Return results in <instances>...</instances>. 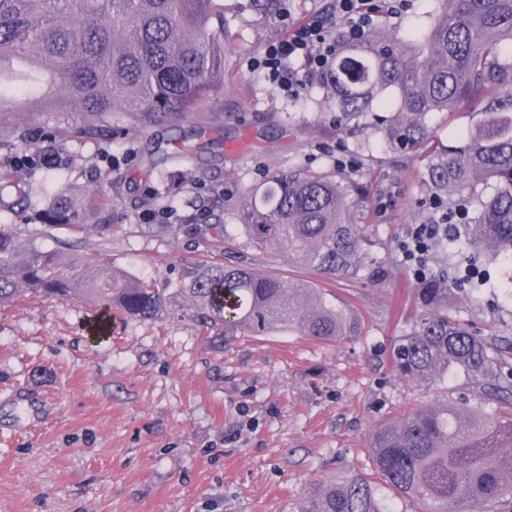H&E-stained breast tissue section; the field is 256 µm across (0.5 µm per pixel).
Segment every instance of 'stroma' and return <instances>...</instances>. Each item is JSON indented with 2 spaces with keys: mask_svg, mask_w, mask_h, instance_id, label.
I'll use <instances>...</instances> for the list:
<instances>
[{
  "mask_svg": "<svg viewBox=\"0 0 512 512\" xmlns=\"http://www.w3.org/2000/svg\"><path fill=\"white\" fill-rule=\"evenodd\" d=\"M224 83L201 111L180 123L128 130L113 138L51 143V113L26 117L35 140L0 152V173L34 183L28 212L47 206V191L70 182L110 198L91 216L119 232L75 239L59 227L37 235L13 210L0 224L39 237L61 264L100 254L116 271L155 280L172 294L152 320L115 315L92 336L101 313L90 301L31 292L0 304V512H296L310 482L342 466L371 469L373 430L413 405L448 399L477 404L467 374L432 387L393 370L391 347L421 315L418 286L399 247L430 222L423 185L426 160L386 150L367 128L349 133L306 95L291 98L247 61L288 23H251L240 0H224ZM224 145L201 147L199 126ZM370 143L377 177L359 165L350 177L371 185L368 210L374 264L368 277L331 281L256 246L237 227L243 189L275 171L299 167L335 173L336 159ZM54 145L62 165L29 169L19 154ZM170 207L194 224L226 227L224 260L307 283L342 300L363 319L360 338L329 345L291 333L202 336L180 296L185 269L205 260L208 242L193 231L144 224L142 211ZM431 274L454 283L449 319L465 323L495 351L512 350V262L457 238L432 245Z\"/></svg>",
  "mask_w": 512,
  "mask_h": 512,
  "instance_id": "obj_1",
  "label": "stroma"
}]
</instances>
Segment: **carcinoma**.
Here are the masks:
<instances>
[{"label": "carcinoma", "mask_w": 512, "mask_h": 512, "mask_svg": "<svg viewBox=\"0 0 512 512\" xmlns=\"http://www.w3.org/2000/svg\"><path fill=\"white\" fill-rule=\"evenodd\" d=\"M263 22L283 16L284 0H246ZM224 79V0H0V151L27 143L16 117L39 103L57 113L61 140L112 135L129 126L175 123L207 105ZM322 103L341 129L362 120L400 154L426 153L424 181L439 206L476 198L468 240L512 255V0H436L432 13L394 31L376 19L358 40H340L319 77ZM479 116L462 144L430 146L432 112ZM81 113L80 124L67 113ZM491 182L494 193L478 186ZM368 186L288 168L241 195L240 230L253 244L279 246L294 264L334 280L369 271ZM96 205L58 185L33 223L77 236L119 225L87 223ZM223 245L187 269L179 294L197 307L199 331L261 335L288 330L322 343L354 340L360 316L317 288H287L276 276L222 262ZM100 257L81 271L59 266L37 238L0 224V303L21 288L62 299L82 296L142 319L166 306L152 279L107 272ZM448 280L423 282L414 330L393 344L402 377L431 385L464 371L499 402L486 414L448 400L388 420L370 439L372 473L342 469L307 491L299 512H388L373 475L412 499L415 512H512V371L485 342L448 319Z\"/></svg>", "instance_id": "cac0c4a2"}]
</instances>
